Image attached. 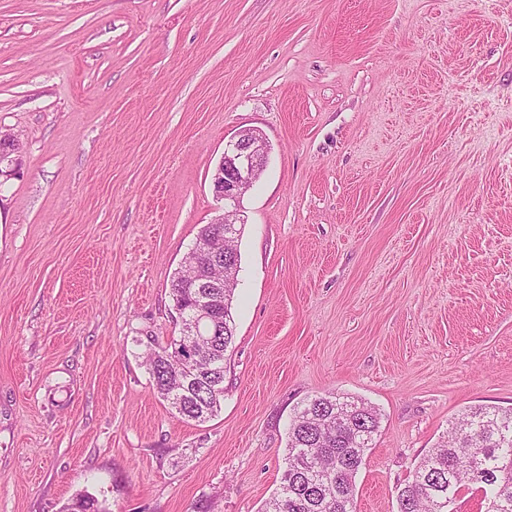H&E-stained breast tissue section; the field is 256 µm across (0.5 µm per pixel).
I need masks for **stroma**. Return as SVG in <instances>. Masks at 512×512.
Instances as JSON below:
<instances>
[{
  "label": "stroma",
  "mask_w": 512,
  "mask_h": 512,
  "mask_svg": "<svg viewBox=\"0 0 512 512\" xmlns=\"http://www.w3.org/2000/svg\"><path fill=\"white\" fill-rule=\"evenodd\" d=\"M244 129L271 152L196 423L146 353ZM0 132V512H260L327 392L380 413L356 510L397 512L449 421L512 407V0H0Z\"/></svg>",
  "instance_id": "obj_1"
}]
</instances>
